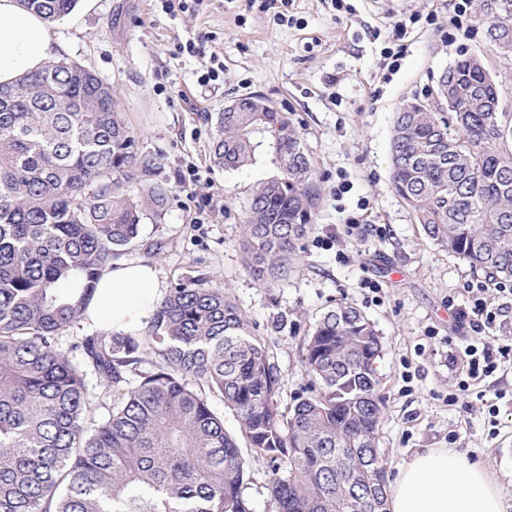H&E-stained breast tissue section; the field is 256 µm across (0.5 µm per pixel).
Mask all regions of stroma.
<instances>
[{"label": "stroma", "mask_w": 512, "mask_h": 512, "mask_svg": "<svg viewBox=\"0 0 512 512\" xmlns=\"http://www.w3.org/2000/svg\"><path fill=\"white\" fill-rule=\"evenodd\" d=\"M205 0L167 14L160 0H97L75 26L57 28L62 57L111 85L143 151L169 194L163 223L145 221L124 259L152 266L165 287L202 271L229 287L269 346L291 403L309 386L303 339L338 302L358 307L384 343L376 363L383 397L377 446L388 478L415 453L455 447L484 462L512 512V365L475 381L449 403L471 337L453 306L470 303L483 273L429 240L390 183V141L403 101L425 98L443 70L486 49L481 0L462 29L450 26L457 0ZM406 21L397 72L383 65L395 22ZM205 39L200 56L178 44ZM224 81L203 87L212 59ZM250 94L264 96L300 135L320 192L314 229L286 279L266 286L245 268L241 248L252 190L280 173L264 143L247 166L216 167L209 155L212 113ZM196 173L194 184L183 178ZM497 416H489V407Z\"/></svg>", "instance_id": "35a3bbf8"}]
</instances>
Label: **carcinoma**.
<instances>
[{"label": "carcinoma", "mask_w": 512, "mask_h": 512, "mask_svg": "<svg viewBox=\"0 0 512 512\" xmlns=\"http://www.w3.org/2000/svg\"><path fill=\"white\" fill-rule=\"evenodd\" d=\"M53 22L76 0H22ZM512 41V8L483 19ZM472 54L453 108L397 112L391 183L425 235L492 279L512 278V113L482 100L497 83ZM269 133L280 176L251 193L243 247L266 283L312 230V163L281 113L218 112L213 162L238 169ZM169 186L140 149L112 87L67 58L0 85V512H253L247 460L211 396L271 470V512H364L387 505L375 367L383 343L350 304L304 338L317 392L281 405L265 341L228 287L199 273L156 305L142 334L86 319L94 284L160 222ZM157 357L141 369L143 354Z\"/></svg>", "instance_id": "obj_1"}]
</instances>
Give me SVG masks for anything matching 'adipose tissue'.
<instances>
[{
	"mask_svg": "<svg viewBox=\"0 0 512 512\" xmlns=\"http://www.w3.org/2000/svg\"><path fill=\"white\" fill-rule=\"evenodd\" d=\"M52 26L22 0H0V84L41 70L60 53ZM163 294L155 270L113 262L96 285L91 323L133 333L148 326ZM389 512H506L501 490L486 466L444 448L405 461L391 486Z\"/></svg>",
	"mask_w": 512,
	"mask_h": 512,
	"instance_id": "1",
	"label": "adipose tissue"
}]
</instances>
